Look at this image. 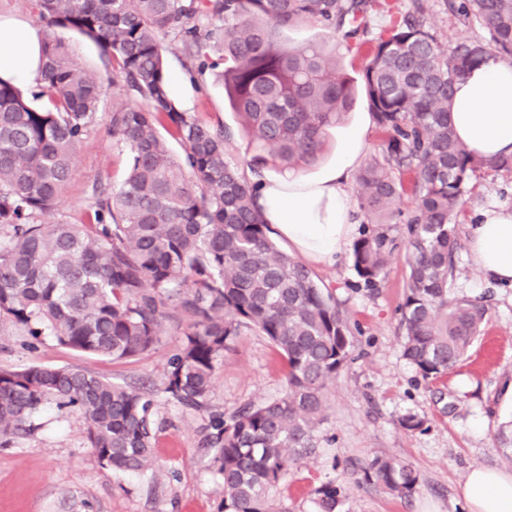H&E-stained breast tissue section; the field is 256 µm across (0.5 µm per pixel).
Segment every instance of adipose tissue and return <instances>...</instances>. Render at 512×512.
Masks as SVG:
<instances>
[{
  "instance_id": "adipose-tissue-1",
  "label": "adipose tissue",
  "mask_w": 512,
  "mask_h": 512,
  "mask_svg": "<svg viewBox=\"0 0 512 512\" xmlns=\"http://www.w3.org/2000/svg\"><path fill=\"white\" fill-rule=\"evenodd\" d=\"M39 51L35 27L0 20V76L23 87L36 85ZM451 118L460 139L477 155H512V62L490 58L457 83ZM355 158V152L343 154L316 178L283 171L262 180L258 203L265 223L311 261H332L355 232L345 192ZM469 249L483 276L512 282V212H487ZM460 491L469 512H512V473L475 468Z\"/></svg>"
}]
</instances>
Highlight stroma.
Masks as SVG:
<instances>
[{
    "label": "stroma",
    "instance_id": "35a3bbf8",
    "mask_svg": "<svg viewBox=\"0 0 512 512\" xmlns=\"http://www.w3.org/2000/svg\"><path fill=\"white\" fill-rule=\"evenodd\" d=\"M387 9L368 11L364 26L349 40H335L351 76H359L364 51L395 16L423 6L424 19L444 43L485 37L476 20L459 16L462 0H388ZM170 76L179 78L174 94L184 111L212 126L224 125L235 136L227 146L232 159L245 155L238 136V117L224 88L212 73H198L177 35L166 39ZM121 87L106 86L97 123L79 145L73 176L55 212L57 220L88 221L96 180L119 184L126 156L113 145L110 115L124 101ZM361 138L360 161L382 154L386 136L365 98H358L345 120L328 132L331 143L323 165L334 164L350 136ZM490 209L512 211V172H477L456 217L460 246L449 280L454 295L482 300L487 314L480 337L453 372L430 382L402 355L398 306L408 267L400 243L381 279L368 288L360 281L349 251L311 269L320 284L355 320L362 334L356 358L325 390L324 440L281 483L276 496L290 512H315L316 488L336 481L346 492L344 512H468L459 494L466 475L476 467L512 472L494 439L501 423L512 420V286L485 278L469 254V233ZM155 350L129 361L75 352L52 341L31 344L25 330L0 318V369L31 364L70 367L122 384L146 386L165 420L156 444V476H116L102 469L87 445L82 422L74 413L48 404L35 420V430L16 447L0 448V512H216L223 487L198 445V415L183 411L163 390L169 357L181 342L176 321ZM288 372L277 350L262 336L244 332L216 369L213 405L230 412L239 406L276 396ZM413 413L426 421L424 430L407 431L399 421ZM397 457L419 475L416 491L393 496L362 483L360 468L376 456Z\"/></svg>",
    "mask_w": 512,
    "mask_h": 512
}]
</instances>
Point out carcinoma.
Masks as SVG:
<instances>
[{
  "label": "carcinoma",
  "instance_id": "carcinoma-1",
  "mask_svg": "<svg viewBox=\"0 0 512 512\" xmlns=\"http://www.w3.org/2000/svg\"><path fill=\"white\" fill-rule=\"evenodd\" d=\"M377 0H31L43 28L41 89L0 77V317L38 340L124 361L155 349L168 310L188 318L168 360L164 392L207 414L199 447L221 481L217 512H288L273 490L320 447L329 380L352 360L358 327L332 289L270 237L257 206L265 169L303 173L327 148L328 130L353 110L357 85L336 47L290 45L282 30L315 22L357 35ZM487 36L445 45L421 10L396 18L367 50L361 81L386 133L383 159L357 176V206L369 225L351 247L365 285H376L403 222L409 268L399 305L403 356L423 379L448 375L479 337L481 301L448 296L459 248L456 216L476 172L512 171V156H476L450 120L455 85L490 57H512V0H467ZM73 30L93 42L105 74L80 69L57 38ZM180 36L199 71H215L238 115L247 157L227 154L232 133L181 110L169 89L165 37ZM221 47L212 58L210 44ZM121 86L112 106L113 143L127 154L116 186L96 181L89 222L52 214L73 174L75 152L96 123L104 85ZM182 147L174 155L169 140ZM410 176L405 184L404 175ZM244 331L265 336L286 360L283 392L226 415L211 407L214 373ZM75 412L101 468L152 469L161 421L151 396L80 369L32 364L0 369V448L34 429L45 403ZM495 439L512 460V420ZM363 479L412 494L417 472L375 456ZM316 512H341L344 492L315 490Z\"/></svg>",
  "mask_w": 512,
  "mask_h": 512
}]
</instances>
